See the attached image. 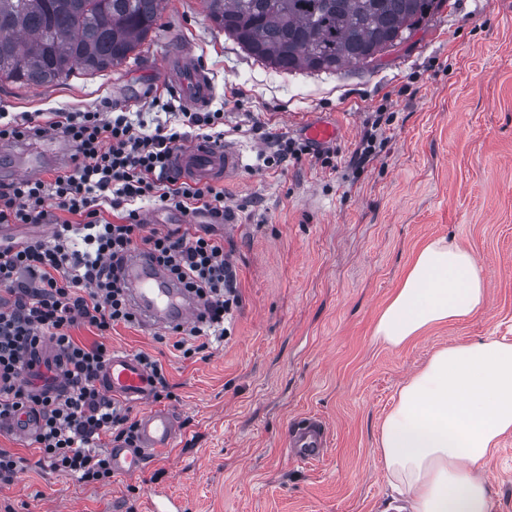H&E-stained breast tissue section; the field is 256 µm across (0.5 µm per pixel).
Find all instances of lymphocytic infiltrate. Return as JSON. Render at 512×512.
Segmentation results:
<instances>
[{"label":"lymphocytic infiltrate","mask_w":512,"mask_h":512,"mask_svg":"<svg viewBox=\"0 0 512 512\" xmlns=\"http://www.w3.org/2000/svg\"><path fill=\"white\" fill-rule=\"evenodd\" d=\"M223 122L217 111L178 112L173 122L153 127L126 112L97 110L59 112L45 126L29 116L0 120V140L36 139L53 130L74 147L69 170L0 186V224L44 223L50 200L76 217L75 223L56 225L50 240L0 246V287L11 295L0 303V419L27 410L39 414L34 441L41 462L81 483L112 479L103 437L127 446L136 438L130 408L97 383L110 349L101 340L78 343L70 334L86 325L102 338L115 325L134 322L118 274L125 254L147 251L203 301L207 318L175 343L184 357L228 336L224 322L241 299L223 243L188 228L145 230L140 208L148 201L223 217L222 190L180 180L170 167L173 152L189 140L223 144ZM104 203L120 211V223L101 217ZM46 343L55 348L64 377L58 389L34 387L26 378Z\"/></svg>","instance_id":"f902f5d3"}]
</instances>
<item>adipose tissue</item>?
Instances as JSON below:
<instances>
[{
    "label": "adipose tissue",
    "instance_id": "obj_1",
    "mask_svg": "<svg viewBox=\"0 0 512 512\" xmlns=\"http://www.w3.org/2000/svg\"><path fill=\"white\" fill-rule=\"evenodd\" d=\"M486 306L476 257L445 239L415 257L375 337L398 347L425 327ZM512 432V343L493 337L436 350L404 384L376 447L409 512H493L486 464Z\"/></svg>",
    "mask_w": 512,
    "mask_h": 512
}]
</instances>
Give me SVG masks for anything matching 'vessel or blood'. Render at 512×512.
Listing matches in <instances>:
<instances>
[{"label":"vessel or blood","instance_id":"obj_1","mask_svg":"<svg viewBox=\"0 0 512 512\" xmlns=\"http://www.w3.org/2000/svg\"><path fill=\"white\" fill-rule=\"evenodd\" d=\"M163 77L178 92L184 109L188 111L207 107L214 97L212 78L192 55L183 51L172 52ZM69 159V150L62 143L51 151L33 153L23 147L15 153L16 163L33 172L65 164ZM241 165L239 150L230 144L219 149L194 141L184 145L173 156L175 172L187 181H225L237 174ZM120 277L126 287L128 305L145 327H184L198 322L203 313L198 298L171 278L144 251L133 250L127 254ZM98 384L107 394L126 398L135 404L146 400L152 387L148 371L133 354L127 352L113 353ZM0 428L27 439L35 435L38 422L34 415L22 414L0 422ZM179 435V422L170 410L143 412L138 421L137 447H116L112 450L113 474H139L149 454L173 447ZM287 448L292 458L300 463L322 459L329 448V430L325 422L314 417L294 422L288 432ZM147 512H185V505L180 498L160 490L148 498Z\"/></svg>","mask_w":512,"mask_h":512}]
</instances>
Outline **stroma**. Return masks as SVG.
I'll use <instances>...</instances> for the list:
<instances>
[{"label":"stroma","instance_id":"1","mask_svg":"<svg viewBox=\"0 0 512 512\" xmlns=\"http://www.w3.org/2000/svg\"><path fill=\"white\" fill-rule=\"evenodd\" d=\"M192 52L215 84L210 110L242 155L224 182L228 211L184 214L144 207L148 228L207 231L233 253L241 304L230 339L184 358L176 333L119 324L108 335L81 326L84 343L157 359L175 413V448L142 473L85 485L39 464L30 440L0 432V448L27 467L0 487L12 512H145L152 489L181 495L186 512H392L375 435L399 388L440 347L488 336L512 341V0H443L381 65L339 73L283 71L253 59L206 16L202 0H166L160 27L121 66L81 71L41 87L0 82V113L45 123L53 112L111 104L167 115L162 64ZM335 123L322 148L266 168L265 133L308 143V121ZM375 131L369 160L354 153ZM479 260L485 311L427 327L399 348L373 331L416 254L436 239ZM329 426L327 455L299 464L285 454L289 423ZM493 512H512V433L488 463Z\"/></svg>","mask_w":512,"mask_h":512}]
</instances>
